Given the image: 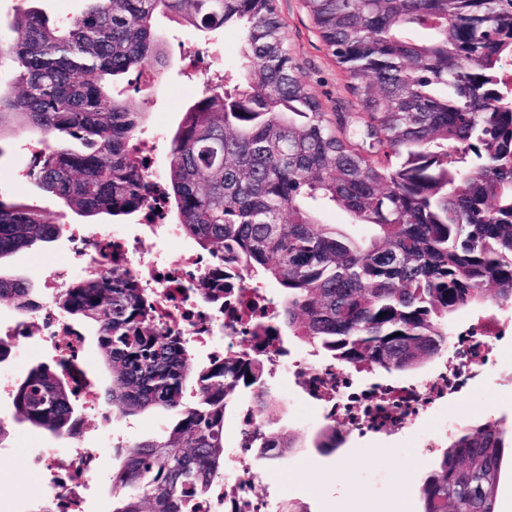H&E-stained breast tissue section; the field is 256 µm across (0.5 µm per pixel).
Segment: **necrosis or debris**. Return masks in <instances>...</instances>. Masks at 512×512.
<instances>
[{"label": "necrosis or debris", "instance_id": "1", "mask_svg": "<svg viewBox=\"0 0 512 512\" xmlns=\"http://www.w3.org/2000/svg\"><path fill=\"white\" fill-rule=\"evenodd\" d=\"M146 174L151 193L150 204L142 215L143 226L163 243L183 240L181 226L172 223L162 210V178L151 166ZM69 243L66 259L47 269L51 294L69 285L71 269L84 275L114 270L147 288L159 321L176 334L188 337L190 345L208 349L210 358L216 361L250 352L265 343L275 312V304L265 289L250 285L234 297L218 301L190 295L189 285L221 267L220 258L188 247L173 259L146 260L136 235L124 224L70 230ZM19 336L63 337L60 357L83 371L81 396L93 395L83 333L53 308L49 297L42 298L37 308L16 313L10 322L0 323L1 341L11 343ZM450 343L458 356L444 363L438 373L417 381L357 391L348 388L344 370L330 363H313L290 349L273 353L271 366L285 375L303 373L304 401L323 404L325 417L345 422L352 429L390 433L412 423L434 405L448 402L466 382L487 377V349L481 337L461 334L452 337ZM247 454V449L240 446L225 449V477L212 481L205 495H190L188 512H278L275 498L256 496L255 489L266 481L267 473L248 463ZM97 457L94 448L72 459L60 449L39 446L27 453L24 465L35 473L47 469L65 472L67 481L47 484L46 494L55 502L56 512H84L83 490L87 479L97 471Z\"/></svg>", "mask_w": 512, "mask_h": 512}]
</instances>
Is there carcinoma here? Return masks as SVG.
Instances as JSON below:
<instances>
[{
    "mask_svg": "<svg viewBox=\"0 0 512 512\" xmlns=\"http://www.w3.org/2000/svg\"><path fill=\"white\" fill-rule=\"evenodd\" d=\"M87 2L63 26L34 7L0 26V156L18 131L51 143L28 171L49 196L86 218L142 213L145 112L107 100L103 81L136 85L168 67L158 15L204 37L232 28L238 72L187 105L169 137L164 201L242 284L276 285L269 344L286 336L344 369L413 373L448 351L458 312L512 306V0H303L361 109L357 143L304 82L272 0ZM60 135L81 149L53 144ZM327 206L371 235L323 223ZM58 232L44 210L0 199V259ZM36 297L0 275V302L24 310ZM52 304L96 329L112 370L103 406L168 413L112 471L129 488L112 491V512H184L188 494L224 476L225 419L244 395L256 421L248 448L278 460L302 447L271 426L265 348L197 360L149 291L116 271L73 280ZM77 396L65 366L38 364L16 387L11 421L70 437ZM341 442L329 423L314 447ZM508 450L512 426L499 420L457 428L420 485L421 512H497Z\"/></svg>",
    "mask_w": 512,
    "mask_h": 512,
    "instance_id": "cac0c4a2",
    "label": "carcinoma"
}]
</instances>
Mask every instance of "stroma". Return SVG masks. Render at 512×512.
Wrapping results in <instances>:
<instances>
[{
  "instance_id": "35a3bbf8",
  "label": "stroma",
  "mask_w": 512,
  "mask_h": 512,
  "mask_svg": "<svg viewBox=\"0 0 512 512\" xmlns=\"http://www.w3.org/2000/svg\"><path fill=\"white\" fill-rule=\"evenodd\" d=\"M285 39L310 91L328 112H352V97L346 79L318 36L302 0H274ZM37 7L52 22L82 13L86 0H0V22L10 21L20 9ZM156 25L162 34L172 65L160 81L151 86L129 87L126 80L114 81L111 90L131 96L143 108L145 119L140 136L142 146L157 168H165L169 144L159 138L157 125L177 127L182 110L174 103L175 94L191 99L199 94L198 76L187 68L183 57L205 52L215 60L214 72L234 70L238 39L235 31L222 32L212 42H205L187 29L165 17ZM34 134L9 138L0 155V199L21 201L45 209L59 227L58 238L49 244H36L0 260V274L29 280L37 291H44L46 257L65 252L69 247L70 228H88L92 224H112L110 216L91 220L72 213L63 203L49 197L27 175ZM501 336L490 342L492 377L462 388L448 405L438 407L434 416L406 426L402 433L382 436L357 430L345 432L343 442L333 453L322 454L311 442L324 427L320 409L305 404L290 405L288 394L296 393V377L272 374V391L280 410L276 424L298 434L303 447L293 449L286 459L273 463L267 478L269 489L281 503L297 502L307 512H420L419 485L426 472L434 468L441 451L420 445L421 433L435 430L440 419L453 418L468 423L491 418L512 424V309L500 312ZM77 412L85 421L81 440L62 441L29 425H14L12 449L0 453V499L10 503L13 512H41L47 500L40 493L49 474L28 472L22 458L33 446L95 448L99 451L98 474L88 483L85 512H112V492L107 476L118 464L112 453L101 449L94 410L86 400H79ZM411 478L401 482L402 471Z\"/></svg>"
}]
</instances>
